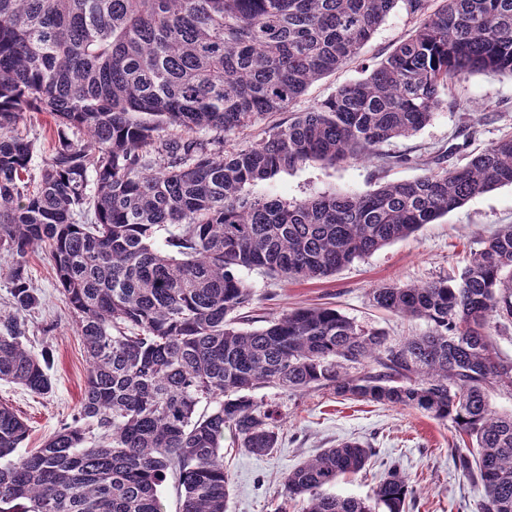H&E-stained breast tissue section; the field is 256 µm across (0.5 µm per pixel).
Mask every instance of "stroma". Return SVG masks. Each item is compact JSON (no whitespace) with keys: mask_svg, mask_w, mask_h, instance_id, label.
I'll use <instances>...</instances> for the list:
<instances>
[{"mask_svg":"<svg viewBox=\"0 0 512 512\" xmlns=\"http://www.w3.org/2000/svg\"><path fill=\"white\" fill-rule=\"evenodd\" d=\"M414 25L404 7H396L363 46L358 60L313 83L299 98L296 111H304L337 87L362 78V64L387 57ZM469 117L481 121L471 140L463 130ZM18 129L33 145L31 173L39 175L54 145L53 122L42 114L35 122H21ZM510 130L512 74H463L454 78L446 104L429 124L412 137L384 145L386 153L409 155L408 163L385 168L376 158L334 166L308 160L252 186L250 192L291 202L330 191L364 194L388 181L424 175L432 157L448 149L454 161L467 162ZM505 224H512V186L478 195L410 237L320 280L294 282L260 270L244 271L242 277L253 292L252 315L262 318L300 306H324L359 324L381 329L393 339L428 331L426 321L374 307L373 289L388 283L457 277L470 254ZM29 261L41 304L26 317L25 343L37 353L49 350L54 388L42 396L0 382V402L12 407L30 427L23 443L27 451L41 447L70 422L84 392L87 368L82 339L49 259L39 251L32 253ZM253 396L280 411L282 442L271 453L254 456L237 448L232 433H225L224 466L232 485L227 512H302L301 501L284 499V475L323 449L353 440L372 449L371 463L366 470L341 479L335 493L371 497L379 480L395 466L414 488L407 512H479L484 491L455 463L458 437L451 423L414 409L346 400L326 390L286 393L267 386L256 389Z\"/></svg>","mask_w":512,"mask_h":512,"instance_id":"35a3bbf8","label":"stroma"}]
</instances>
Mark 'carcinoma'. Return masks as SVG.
I'll list each match as a JSON object with an SVG mask.
<instances>
[{"instance_id": "carcinoma-1", "label": "carcinoma", "mask_w": 512, "mask_h": 512, "mask_svg": "<svg viewBox=\"0 0 512 512\" xmlns=\"http://www.w3.org/2000/svg\"><path fill=\"white\" fill-rule=\"evenodd\" d=\"M415 28L385 59L261 142L233 135L287 112L352 60L397 4ZM512 73V0H0V247L12 311L0 317V381L53 391L50 354L23 344L40 305L29 257L45 252L87 354L72 423L22 454L29 427L0 403V512H163L176 473L179 512H227L224 430L238 447H279V413L252 392L328 388L345 399L423 411L458 433L457 466L482 485L480 512H512V415L488 393L512 388L490 326L512 323V225L459 276L373 290L375 305L423 319L392 343L334 308L298 307L258 328L244 270L285 279L335 274L468 200L512 186V132L412 181L290 203L250 185L316 159L380 155L433 118L452 80ZM28 112L57 137L38 181L25 175ZM205 411L198 412L199 406ZM372 449L326 448L289 471L303 512H405L397 469L369 499L330 492Z\"/></svg>"}]
</instances>
